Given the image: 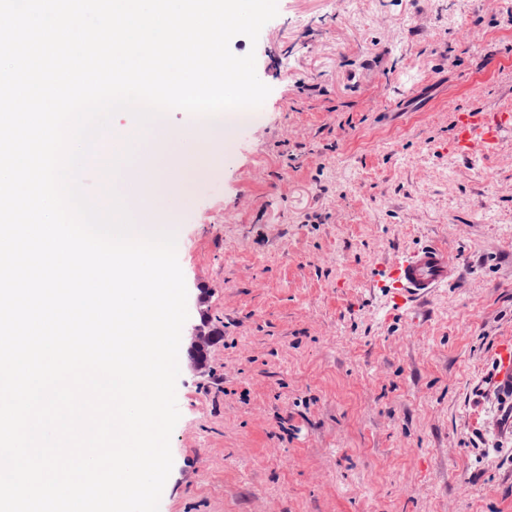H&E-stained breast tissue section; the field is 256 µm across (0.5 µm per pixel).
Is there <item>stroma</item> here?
Returning a JSON list of instances; mask_svg holds the SVG:
<instances>
[{"mask_svg":"<svg viewBox=\"0 0 512 512\" xmlns=\"http://www.w3.org/2000/svg\"><path fill=\"white\" fill-rule=\"evenodd\" d=\"M271 92L177 224L189 322L159 512H512V424L488 377L512 338V129L448 142L456 112L512 108V0H277ZM321 85L300 93V81ZM437 241L458 276L402 303L386 268ZM189 367L197 373L203 372L208 366L212 334L205 321L192 324L185 336Z\"/></svg>","mask_w":512,"mask_h":512,"instance_id":"obj_1","label":"stroma"}]
</instances>
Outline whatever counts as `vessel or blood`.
I'll return each instance as SVG.
<instances>
[{"label": "vessel or blood", "instance_id": "vessel-or-blood-1", "mask_svg": "<svg viewBox=\"0 0 512 512\" xmlns=\"http://www.w3.org/2000/svg\"><path fill=\"white\" fill-rule=\"evenodd\" d=\"M512 128V113L469 109L457 113L452 139L455 152L467 155L476 151L491 153L503 131ZM456 269L447 252L436 245H424L403 255L389 269V279L399 298L421 301L437 289L448 286Z\"/></svg>", "mask_w": 512, "mask_h": 512}]
</instances>
